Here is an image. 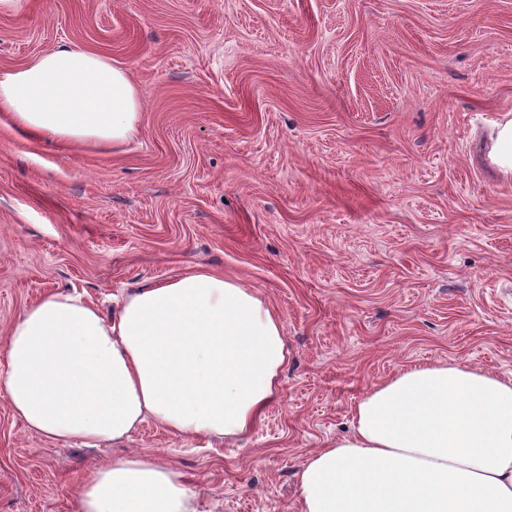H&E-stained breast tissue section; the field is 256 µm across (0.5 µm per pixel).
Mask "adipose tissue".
I'll list each match as a JSON object with an SVG mask.
<instances>
[{
	"label": "adipose tissue",
	"instance_id": "ef3b65f1",
	"mask_svg": "<svg viewBox=\"0 0 512 512\" xmlns=\"http://www.w3.org/2000/svg\"><path fill=\"white\" fill-rule=\"evenodd\" d=\"M0 107L73 144L128 141L127 71L61 47L0 76ZM0 399L27 429L100 446L153 420L185 440L247 435L280 394V317L239 280L200 268L141 286L104 317L76 292L6 330ZM299 512H512V378L457 363L397 371L356 403L351 432L309 455ZM79 512H196L182 476L147 454L95 467Z\"/></svg>",
	"mask_w": 512,
	"mask_h": 512
}]
</instances>
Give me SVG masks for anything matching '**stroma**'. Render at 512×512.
I'll list each match as a JSON object with an SVG mask.
<instances>
[{
    "instance_id": "stroma-1",
    "label": "stroma",
    "mask_w": 512,
    "mask_h": 512,
    "mask_svg": "<svg viewBox=\"0 0 512 512\" xmlns=\"http://www.w3.org/2000/svg\"><path fill=\"white\" fill-rule=\"evenodd\" d=\"M0 74L69 44L130 74L125 143L49 142L0 111L3 336L30 303L112 299L192 269L283 323L281 394L253 432L188 446L152 421L87 448L0 399V512H78L87 472L150 454L197 512H297V474L403 367L512 378V0H20ZM493 158L500 167L512 171V121L504 123L499 128Z\"/></svg>"
}]
</instances>
